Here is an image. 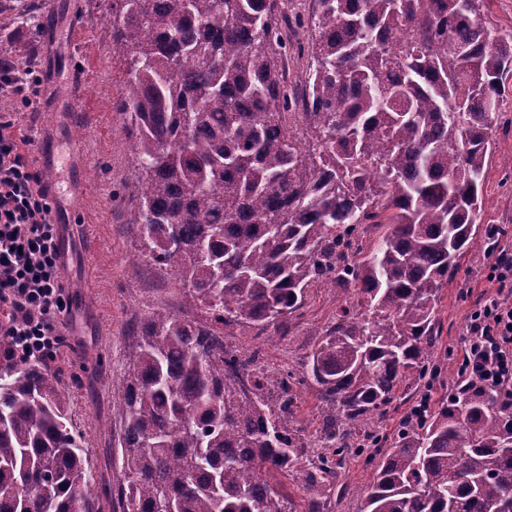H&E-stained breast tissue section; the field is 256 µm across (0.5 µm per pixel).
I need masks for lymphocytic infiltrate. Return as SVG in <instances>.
I'll return each instance as SVG.
<instances>
[{"instance_id":"1","label":"lymphocytic infiltrate","mask_w":512,"mask_h":512,"mask_svg":"<svg viewBox=\"0 0 512 512\" xmlns=\"http://www.w3.org/2000/svg\"><path fill=\"white\" fill-rule=\"evenodd\" d=\"M9 113L0 114V307L8 316L0 334L13 354L42 361L60 342L58 325L69 301L59 254L55 200L25 155ZM494 295L473 312L461 348L470 383L492 386L512 397V253L499 250L491 262Z\"/></svg>"}]
</instances>
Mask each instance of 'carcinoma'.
I'll list each match as a JSON object with an SVG mask.
<instances>
[{
	"instance_id": "obj_1",
	"label": "carcinoma",
	"mask_w": 512,
	"mask_h": 512,
	"mask_svg": "<svg viewBox=\"0 0 512 512\" xmlns=\"http://www.w3.org/2000/svg\"><path fill=\"white\" fill-rule=\"evenodd\" d=\"M285 6L112 0L140 170L129 223L206 318L147 320L115 406L124 479L101 493L112 512H323L354 448L374 464L361 512H512V403L462 383L433 408L416 390L442 373L436 306L479 229L512 34L482 21L485 0ZM313 287L349 296L297 368L272 382L224 345L238 328L285 338ZM405 394L411 414L379 435ZM69 402L25 357L0 368V512L99 509ZM314 441L332 453L310 459ZM270 476L300 478L297 496ZM298 405L301 419L307 426L310 436H316V429L320 427L321 417L318 409L319 400L313 386H300Z\"/></svg>"
}]
</instances>
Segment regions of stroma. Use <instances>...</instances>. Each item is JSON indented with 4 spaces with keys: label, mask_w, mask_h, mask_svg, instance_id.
Returning a JSON list of instances; mask_svg holds the SVG:
<instances>
[{
    "label": "stroma",
    "mask_w": 512,
    "mask_h": 512,
    "mask_svg": "<svg viewBox=\"0 0 512 512\" xmlns=\"http://www.w3.org/2000/svg\"><path fill=\"white\" fill-rule=\"evenodd\" d=\"M35 11L38 27L20 23ZM112 0H0V52L22 65H35L44 80L33 106L0 94V113L18 115L22 131L55 142L81 181L60 176V191L75 223L71 256L63 269L68 315L62 342L50 369L70 390V418L84 437L96 482L122 479L119 422L115 404L125 392L126 356L141 327L162 310L190 321L205 314L186 296L180 281L141 255V243L128 224L134 207L125 186L136 173L134 135L119 107L127 79V59L112 47ZM488 158L481 224L497 231L512 248V100L498 114ZM481 238L470 249L438 304L442 335L435 361L442 368L434 397L450 394L460 379L466 326L489 287ZM346 295L338 288L312 289L298 326L287 340L255 335L249 329L225 337L240 354L258 353L268 378L294 368L314 349L321 332L336 320ZM373 478L364 455L346 463V492L332 499L329 512H360L361 489Z\"/></svg>",
    "instance_id": "obj_1"
}]
</instances>
